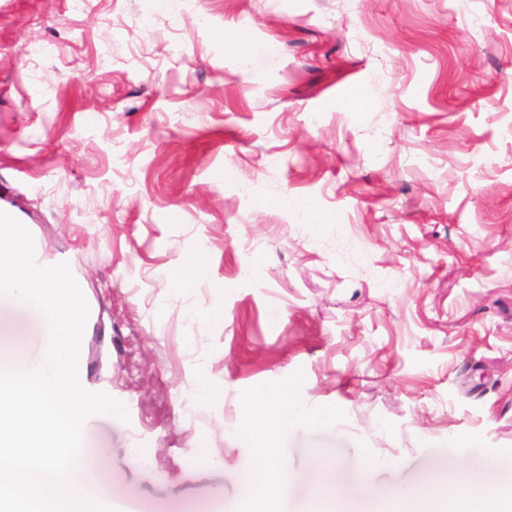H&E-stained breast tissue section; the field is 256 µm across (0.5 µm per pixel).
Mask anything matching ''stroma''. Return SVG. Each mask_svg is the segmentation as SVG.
<instances>
[{"label": "stroma", "instance_id": "obj_1", "mask_svg": "<svg viewBox=\"0 0 512 512\" xmlns=\"http://www.w3.org/2000/svg\"><path fill=\"white\" fill-rule=\"evenodd\" d=\"M0 197L94 307L125 504L236 507L253 397L331 415L280 428L281 512L314 448L353 512L512 482V0H0ZM389 496L397 503L422 501L434 512H510L512 484H503L486 476L481 482L465 477L455 460L448 462L445 472L419 488L394 487Z\"/></svg>", "mask_w": 512, "mask_h": 512}]
</instances>
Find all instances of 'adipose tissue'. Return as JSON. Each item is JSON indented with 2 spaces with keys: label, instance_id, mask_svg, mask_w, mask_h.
Instances as JSON below:
<instances>
[{
  "label": "adipose tissue",
  "instance_id": "ef3b65f1",
  "mask_svg": "<svg viewBox=\"0 0 512 512\" xmlns=\"http://www.w3.org/2000/svg\"><path fill=\"white\" fill-rule=\"evenodd\" d=\"M261 422L246 421L240 434L259 450L256 465L245 485L248 495L258 500L272 498L270 475L284 471L281 450L273 441V428L278 424L306 422L321 425L329 421L327 412L301 403H288L261 409ZM312 464L308 481L319 500L328 504L331 512H341L345 494L333 478L328 452L321 448L311 451ZM397 503L422 501L433 506L434 512H512V484H504L493 476L474 482L465 477L456 461H449L445 472L419 488L398 486L390 489Z\"/></svg>",
  "mask_w": 512,
  "mask_h": 512
}]
</instances>
